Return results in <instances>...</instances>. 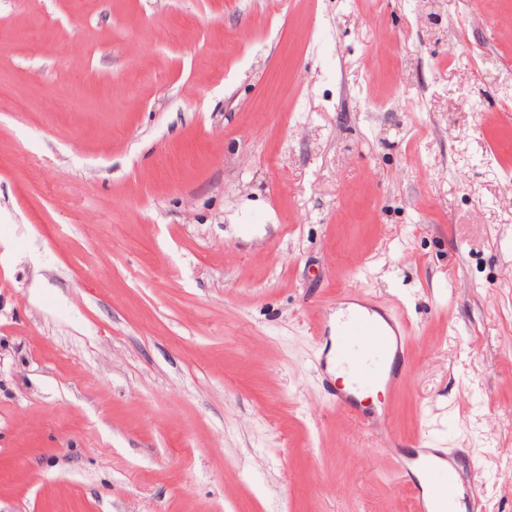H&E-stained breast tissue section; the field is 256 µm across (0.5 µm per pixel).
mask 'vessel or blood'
<instances>
[{
    "mask_svg": "<svg viewBox=\"0 0 512 512\" xmlns=\"http://www.w3.org/2000/svg\"><path fill=\"white\" fill-rule=\"evenodd\" d=\"M334 340L336 362L350 375L349 389L335 393L337 407L370 428L389 431V409L372 416L362 414L356 395L380 382L393 390L402 386L403 374L394 367L396 356L403 350L400 320L377 315L367 304L347 305L336 321ZM397 462L414 489L416 512H475L480 478L476 463L459 467L447 453L420 443L398 456Z\"/></svg>",
    "mask_w": 512,
    "mask_h": 512,
    "instance_id": "1",
    "label": "vessel or blood"
}]
</instances>
